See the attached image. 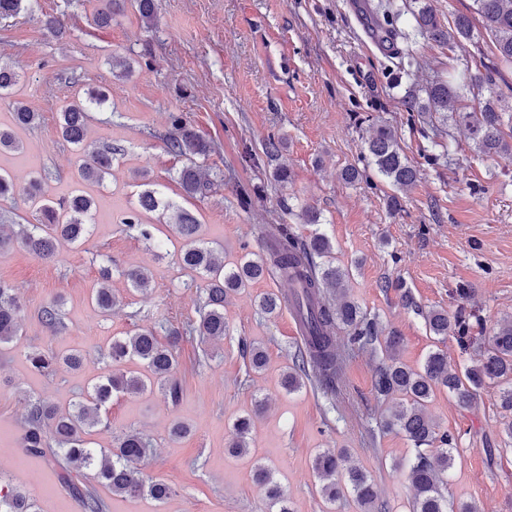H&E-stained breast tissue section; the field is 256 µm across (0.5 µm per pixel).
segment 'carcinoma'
<instances>
[{
	"label": "carcinoma",
	"mask_w": 512,
	"mask_h": 512,
	"mask_svg": "<svg viewBox=\"0 0 512 512\" xmlns=\"http://www.w3.org/2000/svg\"><path fill=\"white\" fill-rule=\"evenodd\" d=\"M30 0H0V19L15 18L28 11ZM108 8L96 11L94 25L107 27L120 14L127 0H107ZM414 13L412 32L386 29L383 34H398L406 40L425 36L448 45L452 51L467 52L474 39L472 16L462 13L452 25L445 26L431 7L420 0ZM473 11L482 19L493 36L492 57L480 62V69L465 70L459 77L436 82L424 89L425 98L409 88L410 100L444 121L463 125L469 132L475 153L486 158L512 160V126L504 131V120L512 122V113L502 112V96L496 91V76L512 66V0H472ZM146 27L151 28L157 18V0H134ZM21 74L7 63L0 64V97L8 96L19 84ZM483 86L489 97L478 107L461 104L456 85ZM108 94L103 88H91L77 97L59 113V133L63 140L82 144L89 112L103 106ZM39 114L21 103L13 107L12 127H0V152L22 148L14 129L34 125ZM366 120L375 127V134L367 142L368 165L389 180L392 194L390 207H401L399 192L413 186L417 170L410 166L398 143L393 126L380 115H369ZM168 149L180 156L207 157L212 146L197 133L183 117L172 119V130L167 139ZM112 167V148L106 147L84 156L79 165L83 181L100 183ZM176 180L183 192L194 197L202 193L208 183L202 180L199 169L187 165L177 172ZM94 198L80 191L55 203L46 201L36 209L34 224L5 226L0 224V254L14 243L22 244L38 258L50 261L62 244H81L90 234L94 223ZM146 213L158 215V223H167L181 240L177 259L186 270L204 282L199 319L186 325L185 332L207 340L226 335L224 301L247 288L253 281L277 272L288 283L293 294V306L306 328L304 346L292 355V366L282 379L283 388L295 392L302 388L310 374H315L320 387L334 393L346 365L347 355L336 347V330L349 331V347L364 350L378 345L384 348L386 362L377 370L373 392L375 399H398V406L384 419L382 430L403 434L413 446L408 462L407 479L414 494L410 512H480L474 503H455L448 500L443 489L454 464L453 452L462 441L460 434L441 428L427 414L428 403L438 389L448 390L458 405L469 407L479 391L493 384L498 387L500 408L504 411L503 432L512 444V320L496 324L486 330L481 318L458 306L452 314L445 309H430L423 314L426 328L445 341L453 337L462 350L473 347L483 337L487 344L480 358L459 373L448 370V354L441 349L430 352L419 368L401 362L397 357L402 337L395 332L382 336L377 318L369 316L348 295L349 272L335 264L334 245L318 231L308 237L296 233L292 225L279 224L273 234L269 256H251L247 253L234 263L224 262L199 234L196 215L169 201L162 191L146 185L137 194V207L131 209L122 225L136 229L146 241L153 239V225L141 222ZM130 286L139 292L148 290L150 280L141 269L122 271ZM112 268L100 270L99 286L92 300L106 315L115 303L110 282ZM288 295L267 294L259 302V310L268 317L279 313ZM22 304L18 289L0 282V345L19 336V313ZM41 319L50 331L64 327L62 299L56 298L41 308ZM111 364L117 366L104 379L93 384L87 395L60 410L54 405L32 398L28 400L21 447L38 456L50 455L61 471L64 488L80 498L88 512H103L104 503L92 488L80 481V475L90 472L93 479L114 495L137 497L144 493L163 502L172 489L161 480L145 482L137 464L149 456L151 443L141 433L128 431L108 449L90 446L86 436L98 426L108 424L107 408L112 396L136 395L159 384L165 397L172 403L180 399L181 387L174 377L177 357L173 345L160 341L157 327L140 328L131 334L112 338L107 352ZM83 356L77 351L61 355H38L31 359L35 369L44 372L61 362L71 369L81 366ZM133 362L136 370H124L121 365ZM252 441V417L235 419L228 443L233 456L249 453ZM312 469L320 483V494L333 512L336 503L351 496L361 512H382L371 477L359 467L346 466L344 452L324 451L313 460ZM254 482L266 490L270 512H293L290 499L281 490L273 471L259 462L252 468ZM0 512H37L34 499L14 487L0 486Z\"/></svg>",
	"instance_id": "1"
}]
</instances>
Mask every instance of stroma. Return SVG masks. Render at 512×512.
Instances as JSON below:
<instances>
[{
    "instance_id": "stroma-1",
    "label": "stroma",
    "mask_w": 512,
    "mask_h": 512,
    "mask_svg": "<svg viewBox=\"0 0 512 512\" xmlns=\"http://www.w3.org/2000/svg\"><path fill=\"white\" fill-rule=\"evenodd\" d=\"M105 3L36 0L33 15L0 20V63L15 65L22 75L12 95L0 100V126L10 125L16 101L40 114L34 126L17 130L22 150L0 154V168L18 188L0 201V221H32L35 209L24 189L33 178L41 179L48 200L84 189L98 203L88 240L61 247L53 261L18 244L0 254V281L17 287L23 299L21 336L0 346V482L27 492L39 512H86L80 499L58 487L51 459L27 458L21 446L27 396L67 408L108 372L100 349L112 337L198 317L203 284L177 264L165 242L167 226L149 243L121 224L146 178L198 215L201 237L228 262L265 254L274 224L294 225L303 236L325 233L337 265L349 272L351 296L383 331L401 334L399 358L411 367H420L438 346L452 366L469 364L455 339L437 343L421 316L432 308L455 310L459 289L467 291V308L488 325L512 319V161L478 157L464 127L431 120L406 99L409 87L447 79L490 54L481 18L473 20L475 39L466 57L417 39L412 49L420 66L407 85L396 78L399 55L366 37L353 0H158V22L149 29L130 4L111 27L91 25ZM45 13L63 21V37L44 30ZM116 55L132 65L122 80L112 76ZM98 86L109 99L92 112L88 140L117 147L118 154L105 181L88 186L79 178L78 149L58 133V117L75 95ZM371 113L393 125L418 173L396 211L376 169L353 183L341 176L366 154L372 129L365 117ZM174 114L213 146L205 160L211 183L194 199L184 197L175 179L184 158L164 141ZM271 136L285 143L280 162L291 172L289 183L274 181L276 163L262 151ZM435 140L448 145L447 157L433 156ZM305 206L319 212L318 228L299 223ZM107 263L117 303L104 316L90 296ZM134 267L148 269L150 293L134 291L123 277ZM397 280L410 290L415 308L404 306L392 289ZM287 289L274 275L258 280L227 299L223 340H179L178 403L157 390L113 399L108 426L94 429L90 441L109 448L124 430L140 431L152 442L140 465L143 476L163 479L173 493L160 504L102 487L108 512H268L265 491L251 477L257 459L272 468L295 512H322L312 461L327 449L344 451L371 476L386 512H408L412 492L405 471L413 447L399 432L378 430L392 408L373 395L384 352L352 353L335 394L312 381L287 392L282 378L302 344L292 312L285 308L269 318L258 308L265 294ZM58 296L66 328L55 334L40 310ZM253 344L267 356L259 371L243 354ZM35 350H76L83 365L43 374L30 364ZM259 398L267 405L258 414ZM428 412L441 428L463 435L448 497L476 503L481 512H512V446L503 442L495 389L481 390L472 408L438 391ZM249 413L255 416L251 453L230 456L231 424ZM177 421L190 428L180 439L170 435Z\"/></svg>"
}]
</instances>
